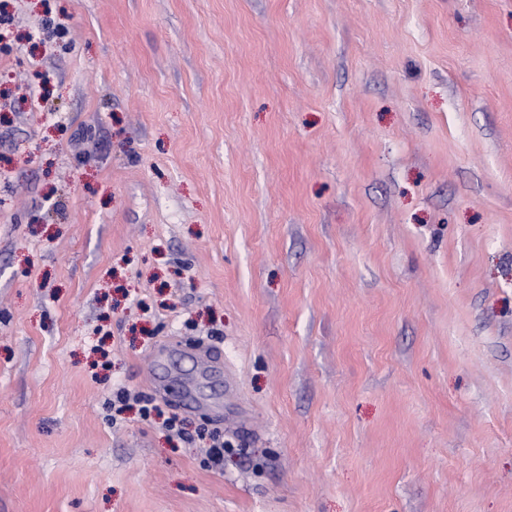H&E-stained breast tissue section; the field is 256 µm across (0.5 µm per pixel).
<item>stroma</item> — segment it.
<instances>
[{"label": "stroma", "mask_w": 512, "mask_h": 512, "mask_svg": "<svg viewBox=\"0 0 512 512\" xmlns=\"http://www.w3.org/2000/svg\"><path fill=\"white\" fill-rule=\"evenodd\" d=\"M0 512H512V0H0Z\"/></svg>", "instance_id": "obj_1"}]
</instances>
